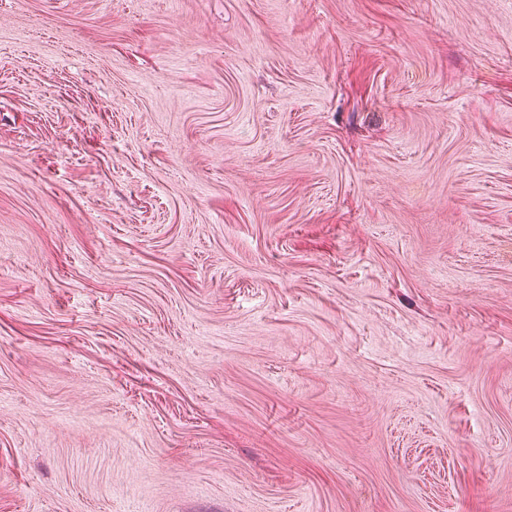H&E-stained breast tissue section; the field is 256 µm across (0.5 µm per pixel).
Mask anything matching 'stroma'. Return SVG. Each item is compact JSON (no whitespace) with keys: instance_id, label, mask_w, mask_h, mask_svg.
Listing matches in <instances>:
<instances>
[{"instance_id":"1","label":"stroma","mask_w":512,"mask_h":512,"mask_svg":"<svg viewBox=\"0 0 512 512\" xmlns=\"http://www.w3.org/2000/svg\"><path fill=\"white\" fill-rule=\"evenodd\" d=\"M0 512H512V0H0Z\"/></svg>"}]
</instances>
